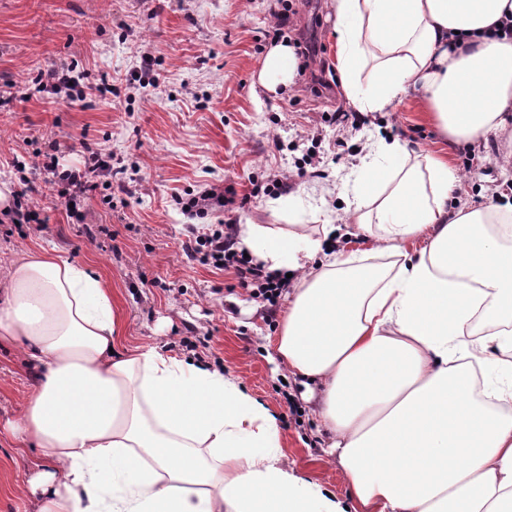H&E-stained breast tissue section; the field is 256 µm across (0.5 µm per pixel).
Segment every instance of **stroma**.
<instances>
[{
    "label": "stroma",
    "instance_id": "stroma-1",
    "mask_svg": "<svg viewBox=\"0 0 512 512\" xmlns=\"http://www.w3.org/2000/svg\"><path fill=\"white\" fill-rule=\"evenodd\" d=\"M297 33L315 38L320 58L333 62L336 38L329 0H293ZM269 0H0V84L32 90V99L0 107V187L15 191L13 158L32 160L59 141L62 165L81 161L79 142L112 154V171L98 177L92 199L70 210L40 198L34 222L12 223L0 212V279L13 254L55 252L89 267L112 290L120 345H154L178 357L217 363L275 416L281 461L296 474L347 498L346 481L322 451L313 405L299 383L272 359L277 322L242 288L230 270L187 257L189 227L206 233L215 224L341 223L349 177L378 134L414 151L442 153L460 173V201L491 205L492 189L512 182L502 156L512 134L488 135L471 172L461 148L424 115L423 92L409 89L391 111L368 114L359 129L326 123L329 112L350 106L341 87L317 97L306 92L310 73L297 72L277 92H252L270 46L263 34ZM160 62L158 88L129 84L141 50ZM85 71L89 92L70 103L34 93L40 69L55 63ZM111 99L97 92L102 80ZM316 159L320 177L270 180ZM212 184L250 195L246 206L188 219L179 196ZM107 233H100V226ZM195 349L181 347V338ZM37 373L19 343L0 341V512H33L17 492L36 453L5 429L17 420Z\"/></svg>",
    "mask_w": 512,
    "mask_h": 512
}]
</instances>
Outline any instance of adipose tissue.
Returning <instances> with one entry per match:
<instances>
[{
	"label": "adipose tissue",
	"mask_w": 512,
	"mask_h": 512,
	"mask_svg": "<svg viewBox=\"0 0 512 512\" xmlns=\"http://www.w3.org/2000/svg\"><path fill=\"white\" fill-rule=\"evenodd\" d=\"M336 69L360 112L421 85L458 143L512 124V0H331ZM293 47L258 80L292 83ZM347 223L366 247L325 253L310 232L242 224L237 241L289 272L274 340L316 385L326 455L360 512H512V203L451 205L447 156L380 143ZM42 373L15 424L40 452L36 512H346L281 465L276 418L234 376L154 346L116 351L112 291L85 266L22 252L0 285V337Z\"/></svg>",
	"instance_id": "1"
}]
</instances>
